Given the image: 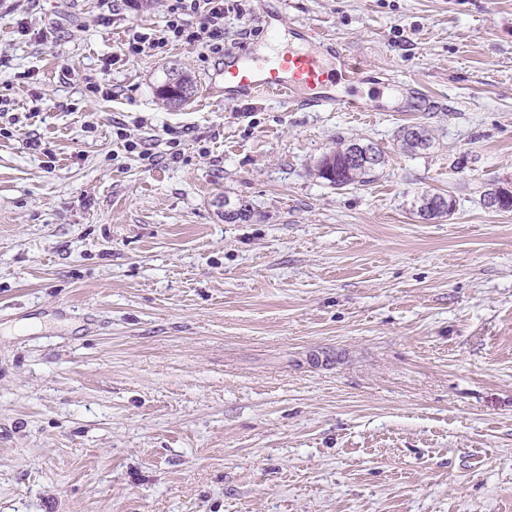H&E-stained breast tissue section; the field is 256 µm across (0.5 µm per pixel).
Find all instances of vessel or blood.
<instances>
[{"instance_id":"b4317fda","label":"vessel or blood","mask_w":512,"mask_h":512,"mask_svg":"<svg viewBox=\"0 0 512 512\" xmlns=\"http://www.w3.org/2000/svg\"><path fill=\"white\" fill-rule=\"evenodd\" d=\"M294 38L268 51L245 49L225 54L221 90L232 104L262 94L291 96L298 88L309 95L306 105L348 112L365 111L364 103L332 93V85L355 84L366 70L344 44L323 30L293 26Z\"/></svg>"}]
</instances>
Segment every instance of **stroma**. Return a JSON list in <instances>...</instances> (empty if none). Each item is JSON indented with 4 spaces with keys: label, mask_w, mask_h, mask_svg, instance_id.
Masks as SVG:
<instances>
[{
    "label": "stroma",
    "mask_w": 512,
    "mask_h": 512,
    "mask_svg": "<svg viewBox=\"0 0 512 512\" xmlns=\"http://www.w3.org/2000/svg\"><path fill=\"white\" fill-rule=\"evenodd\" d=\"M240 4L229 50L265 39ZM166 5L0 0V512H512V211L481 202L512 182V0H271L360 59L364 112L126 56ZM341 139L385 151L373 182L317 176ZM172 72L173 71L169 74L168 80L158 90L159 97L164 100L166 104L173 103L176 99L185 101L187 98H191L194 93L195 85L193 79L187 72L182 69H175L173 73L174 78H172Z\"/></svg>",
    "instance_id": "1"
}]
</instances>
